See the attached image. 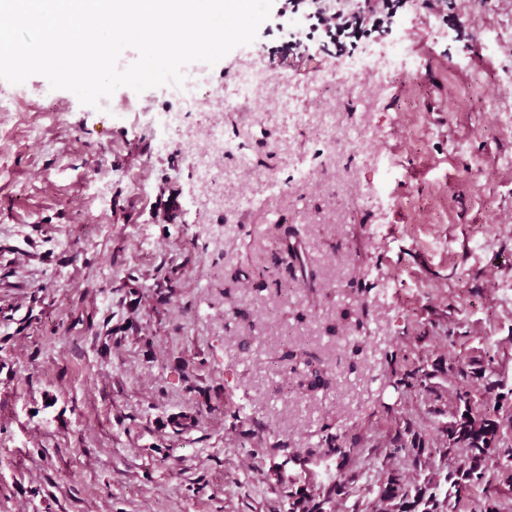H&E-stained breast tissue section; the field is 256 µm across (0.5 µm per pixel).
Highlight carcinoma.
<instances>
[{"mask_svg":"<svg viewBox=\"0 0 512 512\" xmlns=\"http://www.w3.org/2000/svg\"><path fill=\"white\" fill-rule=\"evenodd\" d=\"M178 268L172 266L155 283L156 296L165 305L178 287ZM446 383L434 381L435 374L424 362L407 366L396 383L418 389L437 399L448 398V422L439 436H432L412 421L405 422V438L386 449V462L375 482L377 494L366 503V512H466L475 488L492 483L490 473L500 477L510 495L495 501V512H512V447H500L512 434V405H494L476 398L485 370H475L460 356L448 359L441 371ZM406 457L423 480L411 478L399 466ZM359 472L339 471L333 484L307 494L280 497L273 512H338L337 498L361 494Z\"/></svg>","mask_w":512,"mask_h":512,"instance_id":"carcinoma-1","label":"carcinoma"}]
</instances>
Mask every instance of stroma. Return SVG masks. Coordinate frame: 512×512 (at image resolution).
Listing matches in <instances>:
<instances>
[{"label": "stroma", "instance_id": "35a3bbf8", "mask_svg": "<svg viewBox=\"0 0 512 512\" xmlns=\"http://www.w3.org/2000/svg\"><path fill=\"white\" fill-rule=\"evenodd\" d=\"M404 0L392 30L423 64L375 80L337 75L315 106L271 89L223 109L224 211L192 174L195 137L166 139L148 115L176 109L162 88L111 109L83 105L40 75L10 85L0 112V512H272L284 488H323L356 457L384 454L406 420L441 426L442 403L395 385L406 362L481 358L512 384V129L493 100L512 53L476 44L502 13ZM260 25L249 48L209 67L232 99L253 63L303 87L336 67L322 32L300 56ZM329 112L335 129L288 128L289 112ZM399 170L394 203L369 193L376 152ZM250 164L241 167L238 155ZM303 161L314 175L291 182ZM288 188L271 196L272 180ZM223 220L215 244L202 225ZM197 233L185 249L186 233ZM181 266L162 322L158 267ZM192 374L187 386L183 374ZM193 414L194 426L175 421ZM262 446L257 457L250 450Z\"/></svg>", "mask_w": 512, "mask_h": 512}]
</instances>
